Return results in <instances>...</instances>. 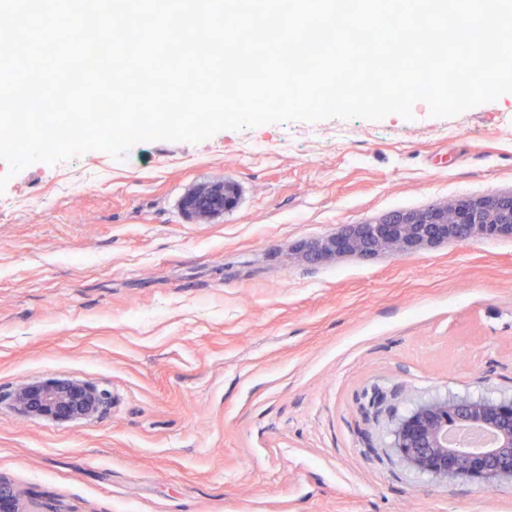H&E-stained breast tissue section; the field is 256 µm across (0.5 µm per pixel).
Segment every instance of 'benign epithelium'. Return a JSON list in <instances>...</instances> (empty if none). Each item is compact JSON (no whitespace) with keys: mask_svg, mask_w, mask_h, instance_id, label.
Returning a JSON list of instances; mask_svg holds the SVG:
<instances>
[{"mask_svg":"<svg viewBox=\"0 0 512 512\" xmlns=\"http://www.w3.org/2000/svg\"><path fill=\"white\" fill-rule=\"evenodd\" d=\"M228 182L200 185L185 196L184 210L208 223L234 204ZM512 237V195L390 213L374 224H349L313 249L319 257L372 256L380 252L412 253L441 242L465 244L474 239ZM107 399L106 392L85 384L58 381L19 386L14 400L30 415L87 418ZM479 428L492 441L471 451L448 442V433ZM393 448L412 470L445 484L460 478L484 489L512 481V400L440 397L417 405L396 426Z\"/></svg>","mask_w":512,"mask_h":512,"instance_id":"1","label":"benign epithelium"}]
</instances>
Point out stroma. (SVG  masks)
Instances as JSON below:
<instances>
[{
  "label": "stroma",
  "mask_w": 512,
  "mask_h": 512,
  "mask_svg": "<svg viewBox=\"0 0 512 512\" xmlns=\"http://www.w3.org/2000/svg\"><path fill=\"white\" fill-rule=\"evenodd\" d=\"M0 198V479L32 512H512L393 452L435 397L512 395V237L311 260L338 226L512 192V93L453 117L331 118L10 173ZM228 181L208 223L182 208ZM105 390L21 415L22 384ZM234 195L228 182L200 185L188 191L182 206L198 223H208L234 204ZM106 399V392L94 386L58 381L21 385L14 394L18 410L24 414L67 418L94 416Z\"/></svg>",
  "instance_id": "35a3bbf8"
}]
</instances>
